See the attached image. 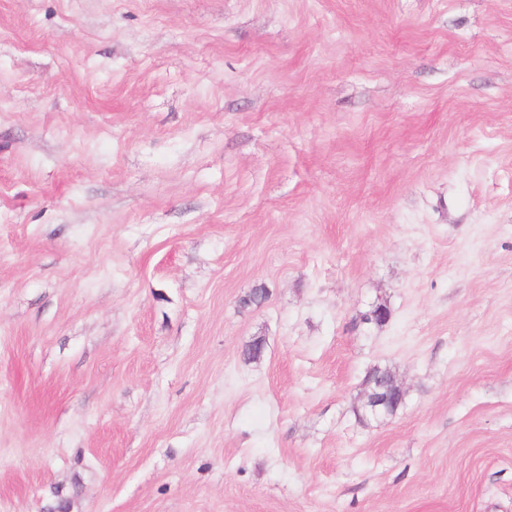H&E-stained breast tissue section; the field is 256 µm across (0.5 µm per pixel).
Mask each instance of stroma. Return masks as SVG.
<instances>
[{"instance_id":"1","label":"stroma","mask_w":512,"mask_h":512,"mask_svg":"<svg viewBox=\"0 0 512 512\" xmlns=\"http://www.w3.org/2000/svg\"><path fill=\"white\" fill-rule=\"evenodd\" d=\"M57 491L512 512V0H0V512ZM378 387L385 389L381 395L366 394L363 398V409L365 419H379L387 415V412L396 400L403 396L405 390L395 379L388 383L378 384Z\"/></svg>"}]
</instances>
